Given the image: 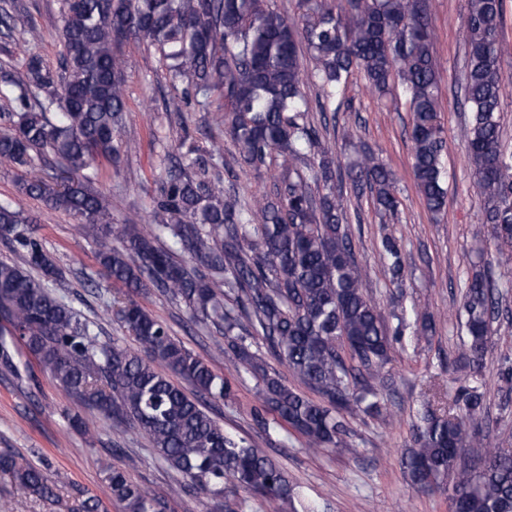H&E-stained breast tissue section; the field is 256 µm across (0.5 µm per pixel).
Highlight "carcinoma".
Masks as SVG:
<instances>
[{"mask_svg": "<svg viewBox=\"0 0 512 512\" xmlns=\"http://www.w3.org/2000/svg\"><path fill=\"white\" fill-rule=\"evenodd\" d=\"M300 22L267 0H64L59 14L58 67L34 50L14 74L0 66V165L35 169L55 163L64 174L53 188L38 177L21 193L76 221L87 234L104 276L134 290H156L183 308L195 326L215 331V346L238 377L257 381L264 428L285 425L319 451L346 444L358 409L383 417L369 384L390 362L393 343L380 308L363 289L365 268L354 255L347 208L334 190L335 159L311 121L306 88L318 87L319 111L363 73L384 96L401 90L410 104L413 175L432 213L447 203L438 121V70L426 0H300ZM25 7L0 5V34L29 46L39 35ZM503 0H468L467 64L462 105L471 112L462 140L475 167L492 225L495 250L512 257V152L501 144L500 104L506 78L501 59L512 52L500 25ZM142 39L166 62L182 96L168 111L194 104L209 111L220 96L237 150L236 162L259 171L278 161L273 193H224L221 149L169 170L151 199L152 222L116 224L109 198L96 189L102 162L116 163L123 123L125 60L118 46ZM307 50L316 72L301 68ZM353 184L369 189L378 211L398 200L392 172L352 144ZM318 157L309 167V154ZM37 218L12 200L0 201V236L21 262L0 259V362L17 369L21 347L78 405L104 422L146 436L155 455L182 476L180 491L224 495V482L271 503L292 504L295 483L274 459L224 432L208 404L234 397L233 383L133 299L116 310L125 339L100 338L96 323L65 304L61 269L32 225ZM390 280L401 284L400 244L382 240ZM503 294L490 271L465 286L461 316L467 333L460 361L479 372ZM288 366L319 394L315 401L288 384L259 349ZM189 388H184L179 381ZM485 393L462 387L445 415L426 407L418 448L403 460L417 487L448 488L454 512H512V448H488L471 469L458 465L481 444L478 417ZM0 472L42 500L56 498L47 467L0 455ZM111 498L125 512H169L168 497L133 481L124 468L104 467Z\"/></svg>", "mask_w": 512, "mask_h": 512, "instance_id": "obj_1", "label": "carcinoma"}]
</instances>
